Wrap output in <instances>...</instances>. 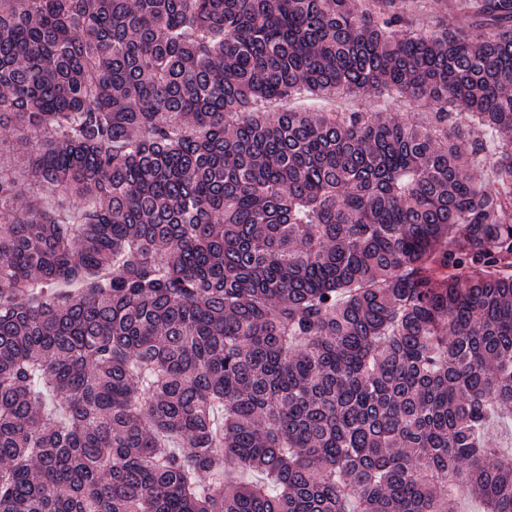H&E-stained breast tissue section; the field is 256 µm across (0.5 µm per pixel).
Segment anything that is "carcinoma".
<instances>
[{"instance_id": "1", "label": "carcinoma", "mask_w": 512, "mask_h": 512, "mask_svg": "<svg viewBox=\"0 0 512 512\" xmlns=\"http://www.w3.org/2000/svg\"><path fill=\"white\" fill-rule=\"evenodd\" d=\"M430 2L0 0V512H512V0Z\"/></svg>"}]
</instances>
